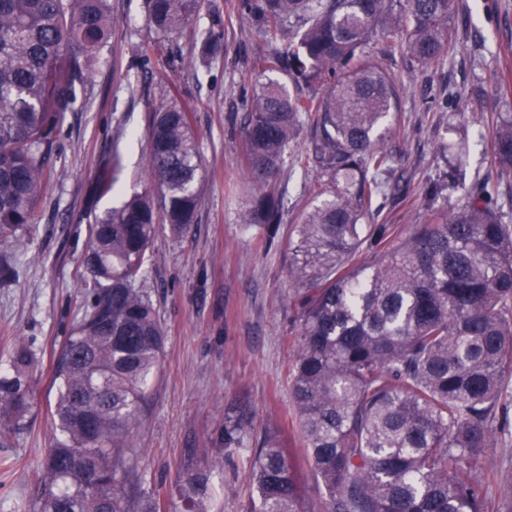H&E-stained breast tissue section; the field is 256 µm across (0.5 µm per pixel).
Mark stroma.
Instances as JSON below:
<instances>
[{
  "label": "stroma",
  "mask_w": 512,
  "mask_h": 512,
  "mask_svg": "<svg viewBox=\"0 0 512 512\" xmlns=\"http://www.w3.org/2000/svg\"><path fill=\"white\" fill-rule=\"evenodd\" d=\"M234 3L206 0L195 24L160 39L147 23L145 0H109L116 32L91 82L75 86L35 220L15 247L16 278L0 286V357L19 337L37 355L23 422L0 427V512H41L36 476L56 435L53 365L85 307L87 226L150 189V115L173 98L192 114L206 179L196 224L179 236L159 230L141 283L158 311L165 345L135 432L140 487L160 500L164 512H184L179 478L191 467L205 470L218 492L211 512H242L253 492L252 449H239L223 468L212 465L224 417L238 410L254 433L270 427L291 436L305 512L323 510V488L296 439L288 388L300 322L287 245L298 216L316 204L320 175L303 162L314 129L303 122L271 187L283 203L275 235L241 224L239 213L255 192L241 166L242 115L256 83L250 62L266 46ZM460 6L444 61L413 75L402 57L385 62L406 91L384 144L396 154L410 191L406 198L386 199L379 223L405 229L422 223V191L436 176L440 146L466 139L467 181L497 176L488 151L498 114L512 113V0H460ZM212 26L223 31L226 52L209 66H189L183 54ZM142 49L143 60L137 57ZM479 84L491 96L466 105L462 92ZM115 157L120 169L114 188L97 195L98 175ZM500 426L498 445L478 471L492 498L500 476L512 475V398Z\"/></svg>",
  "instance_id": "obj_1"
}]
</instances>
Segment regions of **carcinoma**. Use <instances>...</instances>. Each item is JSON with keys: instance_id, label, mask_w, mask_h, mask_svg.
I'll use <instances>...</instances> for the list:
<instances>
[{"instance_id": "1", "label": "carcinoma", "mask_w": 512, "mask_h": 512, "mask_svg": "<svg viewBox=\"0 0 512 512\" xmlns=\"http://www.w3.org/2000/svg\"><path fill=\"white\" fill-rule=\"evenodd\" d=\"M204 6L146 0L147 21L167 37ZM234 9L268 46L251 69L280 72L296 87L254 88L243 162L260 194L241 223L280 222L269 182L303 120L316 129L305 164L324 178L314 189L321 203L302 213L288 241L300 319L289 392L324 512H512V481L501 478L492 505L475 472L497 446L512 381V224L498 187L462 182L461 139L443 157V178L427 186L424 223L408 231L371 223L379 200L407 195L381 131L405 84L384 60L406 55L414 71L443 61L458 0H238ZM116 25L108 0H0V285L15 277L12 248L34 221L75 83L89 81ZM222 39L210 31L195 62L207 65ZM491 159L501 179L512 177L511 112L498 115ZM149 164L155 191L88 228L85 309L56 360L58 435L39 477L42 512H161L151 496L131 510L127 455L165 343L139 283L159 225L179 235L196 223L204 181L191 114L174 99L151 114ZM35 361L29 344L13 342L0 373L1 417H24ZM223 442L215 466L254 449L244 512H302L282 430L255 438L229 413ZM180 494L186 512H207L209 476L185 471Z\"/></svg>"}]
</instances>
